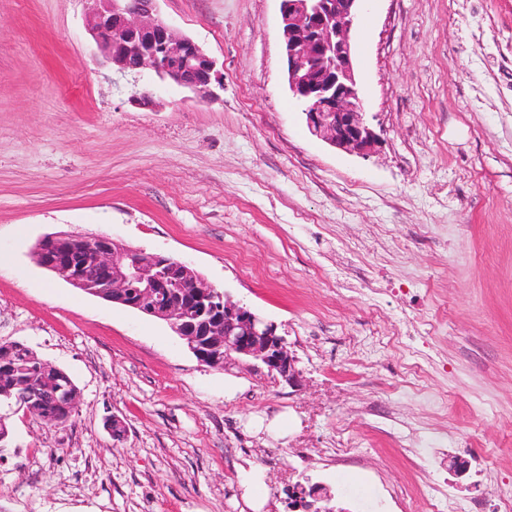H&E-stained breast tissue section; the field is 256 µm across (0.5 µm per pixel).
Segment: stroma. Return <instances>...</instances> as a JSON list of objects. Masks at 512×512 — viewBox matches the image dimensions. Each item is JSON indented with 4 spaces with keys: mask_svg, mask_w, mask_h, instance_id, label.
Returning <instances> with one entry per match:
<instances>
[{
    "mask_svg": "<svg viewBox=\"0 0 512 512\" xmlns=\"http://www.w3.org/2000/svg\"><path fill=\"white\" fill-rule=\"evenodd\" d=\"M279 5L159 0L224 74L205 102L104 62L86 0H0V342L80 392L61 426L10 411L0 512H289L305 480L335 512H401L393 486L430 512L444 479L512 494V0H370L356 74L383 143L366 158L289 96ZM57 232L190 262L277 324L301 386L206 367L167 323L38 266ZM338 438L362 466L318 456Z\"/></svg>",
    "mask_w": 512,
    "mask_h": 512,
    "instance_id": "stroma-1",
    "label": "stroma"
}]
</instances>
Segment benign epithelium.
I'll return each mask as SVG.
<instances>
[{"label":"benign epithelium","mask_w":512,"mask_h":512,"mask_svg":"<svg viewBox=\"0 0 512 512\" xmlns=\"http://www.w3.org/2000/svg\"><path fill=\"white\" fill-rule=\"evenodd\" d=\"M157 0H88L87 27L103 57L119 71L151 72L213 100L222 87L217 61L179 34L156 8ZM368 0H280L282 51L288 90L301 104L316 137L348 154L379 150V134L364 112L355 72L353 31ZM62 245L65 256L47 257ZM33 256L72 286L110 296L142 314L166 321L186 339L199 362L255 361L292 387L302 382L297 358L277 326L207 281L187 262L126 246L106 236L55 233L38 241ZM27 403L57 401L70 411L77 398L52 382L24 391ZM115 443L127 437L117 414L105 417Z\"/></svg>","instance_id":"7a95c632"}]
</instances>
